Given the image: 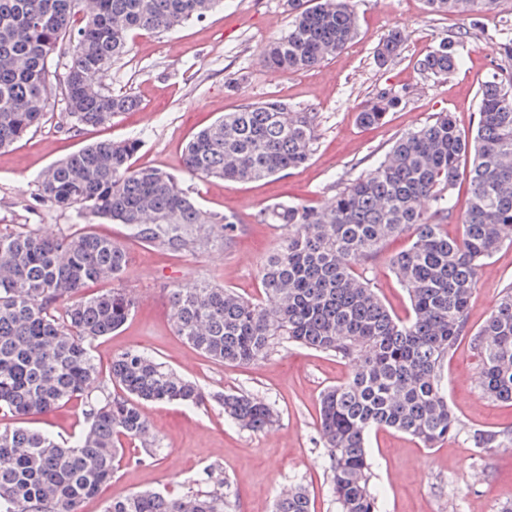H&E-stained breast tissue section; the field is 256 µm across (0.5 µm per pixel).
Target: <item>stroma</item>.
<instances>
[{"instance_id":"obj_1","label":"stroma","mask_w":512,"mask_h":512,"mask_svg":"<svg viewBox=\"0 0 512 512\" xmlns=\"http://www.w3.org/2000/svg\"><path fill=\"white\" fill-rule=\"evenodd\" d=\"M354 6L355 39L317 67L294 72L270 69L264 61L267 44L288 27V0H223L204 19L167 33L138 35L129 53L102 74L105 90L136 98L135 111L102 127H73L63 86L54 78L41 123L0 150L1 234L24 224L65 234L90 231L112 238L126 252L119 285L135 297L137 308L119 331L95 342L101 379H108L113 356L134 349L208 391L246 390L279 412L272 428L252 432L225 419L214 400L194 408L143 403L159 449L125 442L111 481L85 501L83 512H105L112 499L136 492L184 494L216 485L223 488L225 512H272L283 487L297 485L307 488L311 512H336L318 430L319 398L327 387L347 381L354 365L298 345L250 365L207 358L176 334L170 292L211 282L259 300L260 267L288 235L285 225L258 223L261 210L286 203L323 207L338 183L367 171L401 134L437 113H452L460 130L471 132L482 84L494 73H512V59L490 42L495 34L512 38V0H499L475 28L465 17L430 12L425 0H354ZM394 30L402 34L401 51L379 65L376 49ZM448 39L456 41L462 56L458 71L442 77L420 71L418 61ZM382 88L404 92L402 104L382 123L360 126L359 109ZM268 99L287 103L293 112L316 113L317 141L305 166L238 183L199 180L183 169L182 153L194 133L224 113ZM145 112L151 113L150 121L142 120ZM128 138L141 141L134 166L166 170L204 209L233 215L232 236L217 229L207 250L172 254L135 239L123 225H87L74 213L37 200V181L47 166L87 145ZM409 244L405 235L387 239L365 269L387 307L401 317L410 304L388 258ZM510 287L512 244H506L484 266L465 332L443 366L448 403L465 432L431 449L392 429L371 434L368 453L378 512H499L512 501V448L488 452L467 435L471 428L512 430V405L486 398L478 386L472 344Z\"/></svg>"}]
</instances>
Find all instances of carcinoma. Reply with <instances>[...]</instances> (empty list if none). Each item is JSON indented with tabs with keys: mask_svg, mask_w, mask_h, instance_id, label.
I'll use <instances>...</instances> for the list:
<instances>
[{
	"mask_svg": "<svg viewBox=\"0 0 512 512\" xmlns=\"http://www.w3.org/2000/svg\"><path fill=\"white\" fill-rule=\"evenodd\" d=\"M220 0H0V148L37 126L47 110L53 56H65L64 100L75 127H96L137 106L98 83L104 69L129 52L137 31L168 32L205 18ZM434 12H454L477 25L497 0H427ZM291 21L266 61L276 69L317 66L357 36L350 0H288ZM400 32L377 49L380 65L400 53ZM452 41H442L419 66L446 76L460 68ZM404 95L377 91L358 112L361 125L380 124ZM313 112H286L278 100L226 112L185 147L184 169L199 179L245 182L304 166L316 141ZM140 139L88 145L44 170L38 195L87 224L125 225L140 241L174 253L211 246L235 221L200 207L173 174L134 167ZM472 155L468 205L461 231L448 234L461 162ZM262 223L288 225V238L260 270L263 299L231 288L187 285L171 292L176 333L204 355L236 364L265 360L283 343L332 353L355 364L354 376L320 397L319 430L330 461L337 512H377L366 445L370 433L394 428L426 448L458 434L463 424L448 405L444 361L466 323L482 268L512 242V75H492L480 91L475 133L466 137L453 115L401 135L369 170L346 183L328 205L278 204ZM407 235L410 246L389 266L410 309L390 311L357 267L375 259L383 242ZM123 247L109 237L20 228L0 234V410L24 419L82 405L84 431L59 442L53 434L0 426V512H81L112 478L123 440L157 446L140 402L197 406V384L138 350L114 358L101 386L91 346L121 328L136 308L132 295L111 288L84 294L91 283L118 280ZM479 386L493 401L512 403V287L473 338ZM239 427L262 431L279 421L266 399L246 391L221 396ZM478 448L512 447V431L475 429ZM106 512H224V493L184 496L159 491L112 501ZM273 512H310L305 489L280 495Z\"/></svg>",
	"mask_w": 512,
	"mask_h": 512,
	"instance_id": "1",
	"label": "carcinoma"
}]
</instances>
